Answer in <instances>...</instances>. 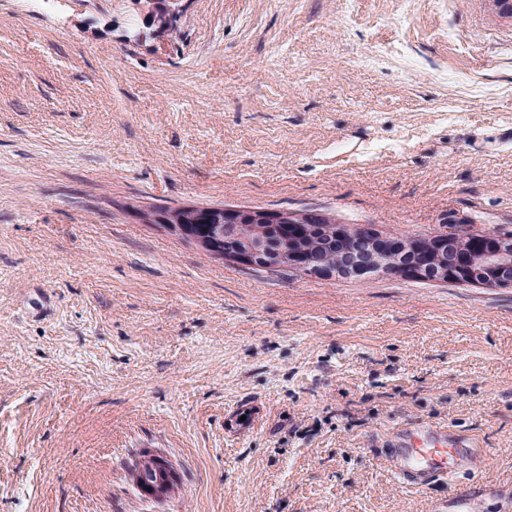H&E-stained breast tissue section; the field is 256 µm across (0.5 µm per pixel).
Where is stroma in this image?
I'll return each instance as SVG.
<instances>
[{
    "instance_id": "35a3bbf8",
    "label": "stroma",
    "mask_w": 512,
    "mask_h": 512,
    "mask_svg": "<svg viewBox=\"0 0 512 512\" xmlns=\"http://www.w3.org/2000/svg\"><path fill=\"white\" fill-rule=\"evenodd\" d=\"M512 230L490 0H0V512H512V287L250 274L135 206ZM482 451L406 488L400 425ZM182 491L143 498V451ZM149 2H145L143 4V8L146 11V15L148 14H158L162 17V19H157L156 30H167L168 27L162 20H167L173 18L175 15L177 2L180 0H145ZM162 1V2H161Z\"/></svg>"
}]
</instances>
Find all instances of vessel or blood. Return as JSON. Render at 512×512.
I'll return each instance as SVG.
<instances>
[{"label":"vessel or blood","mask_w":512,"mask_h":512,"mask_svg":"<svg viewBox=\"0 0 512 512\" xmlns=\"http://www.w3.org/2000/svg\"><path fill=\"white\" fill-rule=\"evenodd\" d=\"M387 455L405 485L424 489L448 480L477 450L471 439L436 426L397 430Z\"/></svg>","instance_id":"b4317fda"}]
</instances>
